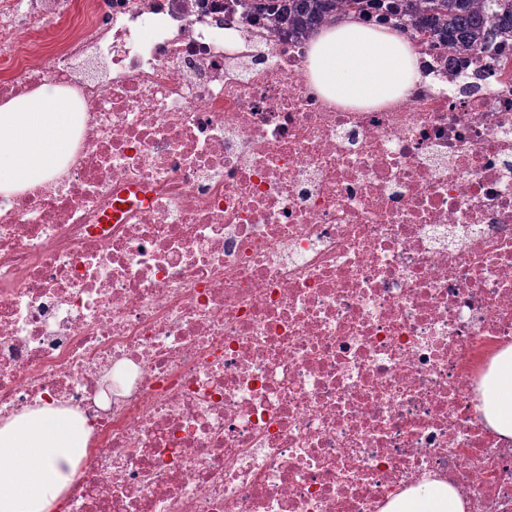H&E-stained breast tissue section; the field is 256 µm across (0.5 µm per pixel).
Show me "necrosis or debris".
<instances>
[{"label": "necrosis or debris", "instance_id": "necrosis-or-debris-1", "mask_svg": "<svg viewBox=\"0 0 512 512\" xmlns=\"http://www.w3.org/2000/svg\"><path fill=\"white\" fill-rule=\"evenodd\" d=\"M249 0H0V103L62 171L0 200V414L91 428L60 512H512L480 410L512 346V42L369 111ZM57 85L0 106V195L8 196L53 178L74 137L73 113ZM467 505L447 483L424 479L396 496L383 512H466Z\"/></svg>", "mask_w": 512, "mask_h": 512}]
</instances>
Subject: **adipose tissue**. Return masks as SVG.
I'll list each match as a JSON object with an SVG mask.
<instances>
[{
	"instance_id": "adipose-tissue-1",
	"label": "adipose tissue",
	"mask_w": 512,
	"mask_h": 512,
	"mask_svg": "<svg viewBox=\"0 0 512 512\" xmlns=\"http://www.w3.org/2000/svg\"><path fill=\"white\" fill-rule=\"evenodd\" d=\"M307 74L314 89L338 104L368 108L405 97L420 78L409 45L387 27L346 19L309 46ZM64 90L42 86L0 105V195L50 181L74 137ZM487 425L512 441V347L495 359L483 395ZM91 431L81 414L44 404L0 419V512H56L68 493ZM447 483L423 480L383 512H466Z\"/></svg>"
}]
</instances>
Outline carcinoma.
<instances>
[{
    "label": "carcinoma",
    "instance_id": "cac0c4a2",
    "mask_svg": "<svg viewBox=\"0 0 512 512\" xmlns=\"http://www.w3.org/2000/svg\"><path fill=\"white\" fill-rule=\"evenodd\" d=\"M253 8L276 26L307 34L343 16L364 20L374 10L402 16L430 49L468 53L497 40L512 39V0H252Z\"/></svg>",
    "mask_w": 512,
    "mask_h": 512
}]
</instances>
